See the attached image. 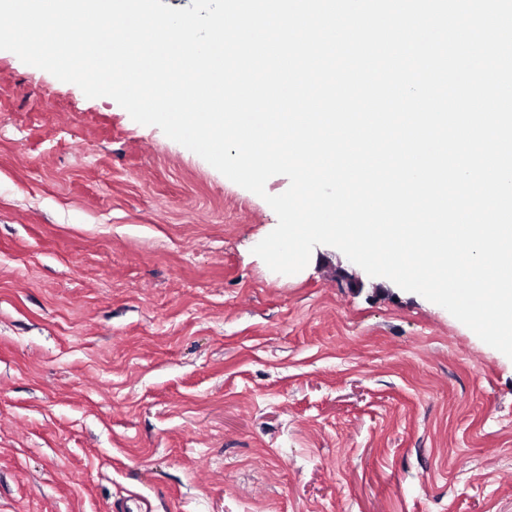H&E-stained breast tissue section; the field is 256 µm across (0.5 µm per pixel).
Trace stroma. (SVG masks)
Segmentation results:
<instances>
[{"mask_svg": "<svg viewBox=\"0 0 512 512\" xmlns=\"http://www.w3.org/2000/svg\"><path fill=\"white\" fill-rule=\"evenodd\" d=\"M0 50V512H512V359Z\"/></svg>", "mask_w": 512, "mask_h": 512, "instance_id": "1", "label": "stroma"}]
</instances>
